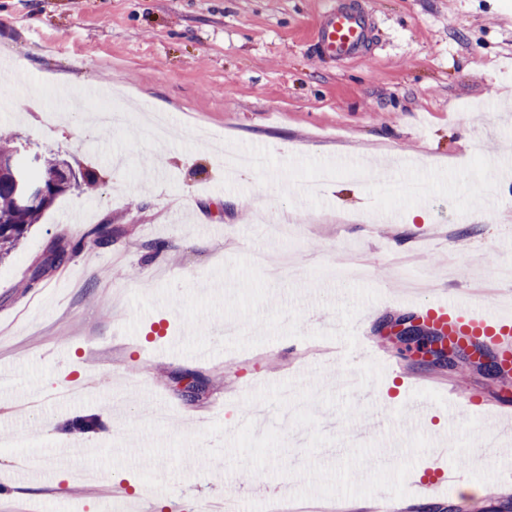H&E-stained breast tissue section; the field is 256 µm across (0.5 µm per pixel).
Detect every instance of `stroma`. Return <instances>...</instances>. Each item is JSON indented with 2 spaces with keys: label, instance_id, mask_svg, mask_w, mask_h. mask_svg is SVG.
<instances>
[{
  "label": "stroma",
  "instance_id": "stroma-1",
  "mask_svg": "<svg viewBox=\"0 0 512 512\" xmlns=\"http://www.w3.org/2000/svg\"><path fill=\"white\" fill-rule=\"evenodd\" d=\"M369 3L375 49L333 65L310 42L329 0H0V126L21 144V162L54 154L98 177L94 194L60 196L0 261V377L16 393L0 400V470L20 454L42 461L0 495V512H23L30 497L43 512H100L107 484L63 477L53 422L96 418L97 428L71 435L86 448L79 465L119 472L138 493L149 466L142 449L214 422L236 429L250 379L337 390L346 366L367 357L337 360L318 333L355 284L380 294L358 317L361 339L401 366L399 379L352 396L357 409L387 416L364 435L379 456L409 435L408 390L432 403L422 433L455 449L437 461L422 455L412 475L471 458L477 435L512 426V384L479 371L459 378L392 339L393 325L415 318L437 289L512 310V283L499 276L512 267V222L495 220L512 214V178L496 177L512 160V0ZM247 151L267 154L268 173L226 180L225 154ZM344 153L361 156L371 178L334 166ZM325 172L321 194L297 193L300 181ZM388 176L425 180L426 199L387 196ZM264 209L303 221L274 238L256 221ZM380 210L397 211L399 223L337 221ZM102 224L112 229L104 247L91 235ZM55 242L75 254L21 292ZM256 251L287 260L270 303L301 309V337L170 355L165 338L186 327L167 306L124 332L132 293L179 279L208 291L215 268ZM186 375L205 383L196 400L180 391ZM74 381L88 395L32 413V397ZM452 392L482 403L449 421ZM154 468L170 489L143 500V512H182L186 502L218 500L230 484L251 510L303 485L270 472L246 481L227 460L195 452L179 469L165 460Z\"/></svg>",
  "mask_w": 512,
  "mask_h": 512
}]
</instances>
